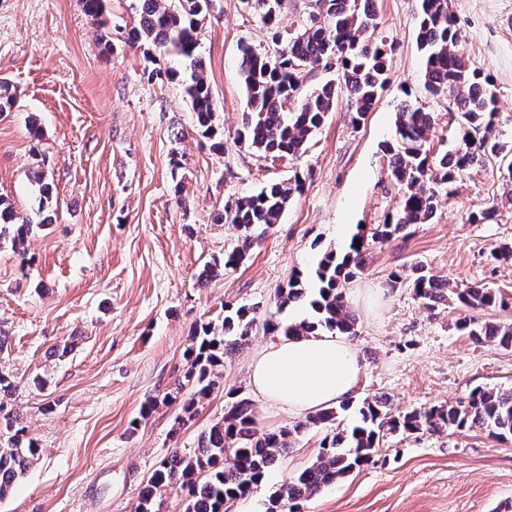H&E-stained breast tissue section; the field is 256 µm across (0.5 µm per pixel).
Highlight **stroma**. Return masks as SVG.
<instances>
[{
    "mask_svg": "<svg viewBox=\"0 0 512 512\" xmlns=\"http://www.w3.org/2000/svg\"><path fill=\"white\" fill-rule=\"evenodd\" d=\"M140 0H0V81L13 97L0 112V196L18 217L40 218L26 255L0 248V371L39 449L0 512H137L139 491L171 449L196 450L241 389L260 427H294L298 416L249 383L255 356L276 345L254 328L224 360L219 389L175 428L178 405L162 402L184 372L194 327L226 304L259 315L295 272L312 274L323 253L343 252L358 228L384 223L398 201L384 150L404 100L433 112L431 152L455 142L452 97L425 92L417 45L418 0H375L373 43L391 71L373 109L352 124L347 99L299 159L241 147L245 97L240 48L271 49L270 34L244 0H211L199 52L216 103L214 136L195 129L180 81L149 77L142 48L129 47ZM458 51L489 76L498 98L496 135L512 149V0H448ZM46 171L54 207L39 210L32 171ZM303 182L280 221L234 270L237 244L219 216L228 202L268 182ZM433 223L372 249L365 275L346 286L359 317L349 340L363 370L357 397L391 398L421 410L470 390L512 387V350L473 342L454 328L455 307L425 309L388 275L419 261L461 286L478 283L512 299V262L490 252L512 243V179L485 158L439 197ZM494 209L488 223L472 214ZM213 276H206V269ZM69 344L66 355L57 347ZM148 417L140 411L151 398ZM324 429L298 434L253 495L228 512H266L270 496L317 455ZM301 512H512V440L486 431L387 435L373 462L302 502Z\"/></svg>",
    "mask_w": 512,
    "mask_h": 512,
    "instance_id": "1",
    "label": "stroma"
}]
</instances>
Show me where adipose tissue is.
I'll use <instances>...</instances> for the list:
<instances>
[{
    "label": "adipose tissue",
    "mask_w": 512,
    "mask_h": 512,
    "mask_svg": "<svg viewBox=\"0 0 512 512\" xmlns=\"http://www.w3.org/2000/svg\"><path fill=\"white\" fill-rule=\"evenodd\" d=\"M362 361L346 341L321 335L282 340L255 359L254 389L291 413L355 399Z\"/></svg>",
    "instance_id": "obj_1"
}]
</instances>
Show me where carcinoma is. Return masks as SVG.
<instances>
[{
	"instance_id": "obj_1",
	"label": "carcinoma",
	"mask_w": 512,
	"mask_h": 512,
	"mask_svg": "<svg viewBox=\"0 0 512 512\" xmlns=\"http://www.w3.org/2000/svg\"><path fill=\"white\" fill-rule=\"evenodd\" d=\"M208 3L141 0L138 25L128 33L129 44L145 47L149 61L163 56L184 61V94L194 112L196 130L205 138L215 134L216 112L198 52V33ZM248 4L282 47L273 56L250 46L240 48L246 112L239 144L266 157L298 158L341 95L348 97L352 121H360L370 111L389 74L387 53L363 37L377 26L372 0H314L303 29L287 38L277 26L281 0H248ZM456 41L448 0H420L417 43L426 59L424 88L432 96L445 91L454 96L458 145L449 152L430 155L427 143L434 113L404 103L398 111L395 142L385 145L390 178L400 189L396 212L384 223L354 235L343 255L323 254L313 276H291L276 294V313L263 322L266 333L285 337L356 334L358 321L346 300L345 286L362 277L371 248L391 241L413 224L431 223L442 189L486 157L505 151L496 138L499 112L493 84L455 51ZM333 62L341 69L338 77L309 92L302 89L304 73ZM32 180L39 185L42 211L52 204L53 186L41 170L33 172ZM301 187L298 177L272 183L224 209L222 223L238 234L237 245L224 254V268L245 261L254 243L279 222ZM33 227L30 219L16 222L10 203L0 197V238L10 239L17 250ZM385 287L412 289L428 310L448 303L466 312L505 305L482 285L451 288L448 280L419 262L392 272ZM297 305L309 307L312 315L299 320L280 316ZM256 321L257 307L227 304L221 321L196 326L186 351L187 368L163 397L165 401L181 400L179 425L192 418L197 400L220 387L224 355L248 340ZM455 328L475 343L493 339L512 349L511 321H478L465 315L457 319ZM225 398L224 415L204 433L197 451L189 456L171 451L143 484L138 512H160L162 493L169 489L185 493L184 512H227L232 502L257 491L268 471L288 453L290 438L312 427L326 429L315 459L270 497L267 512H299L301 502L369 464L391 433L479 428L496 439L512 438V389L476 388L453 403L404 413L395 412L387 396L375 395L364 399L360 423L349 430L337 428L336 423L352 408L351 401L317 410L292 429L272 431L258 426L252 401L240 390L226 392ZM37 454L19 414L0 397V499L9 495Z\"/></svg>"
}]
</instances>
